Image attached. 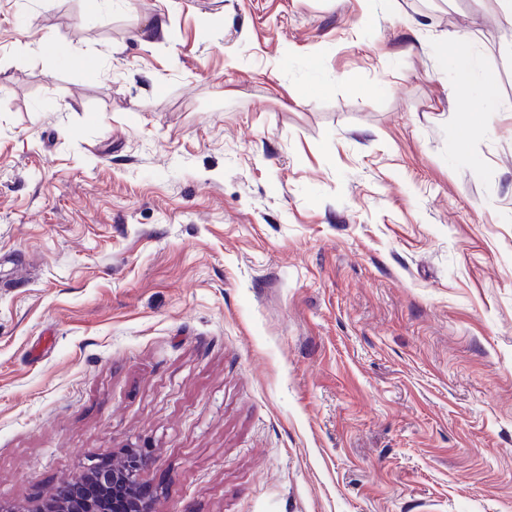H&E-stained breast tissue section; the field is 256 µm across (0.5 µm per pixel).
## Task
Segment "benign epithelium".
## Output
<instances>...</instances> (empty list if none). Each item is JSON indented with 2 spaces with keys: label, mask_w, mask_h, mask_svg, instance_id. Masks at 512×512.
Wrapping results in <instances>:
<instances>
[{
  "label": "benign epithelium",
  "mask_w": 512,
  "mask_h": 512,
  "mask_svg": "<svg viewBox=\"0 0 512 512\" xmlns=\"http://www.w3.org/2000/svg\"><path fill=\"white\" fill-rule=\"evenodd\" d=\"M149 466L146 457L133 454L112 461V471L89 469L79 485L63 498L46 500L31 512H150L141 490V476Z\"/></svg>",
  "instance_id": "1"
}]
</instances>
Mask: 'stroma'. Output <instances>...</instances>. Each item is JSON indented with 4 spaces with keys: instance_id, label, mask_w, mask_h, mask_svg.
Segmentation results:
<instances>
[{
    "instance_id": "stroma-1",
    "label": "stroma",
    "mask_w": 512,
    "mask_h": 512,
    "mask_svg": "<svg viewBox=\"0 0 512 512\" xmlns=\"http://www.w3.org/2000/svg\"><path fill=\"white\" fill-rule=\"evenodd\" d=\"M510 45L498 0H0V499L139 448L152 512H512ZM447 52L452 59L458 82H467L474 69L476 58L466 39L457 37L451 41L446 48ZM485 88L484 96L481 101V107L475 111V104L473 99L468 95H459L456 98V109L458 112H463L469 115L476 114V112H500L504 107L500 104L493 94L494 78L491 74H485L483 78Z\"/></svg>"
}]
</instances>
